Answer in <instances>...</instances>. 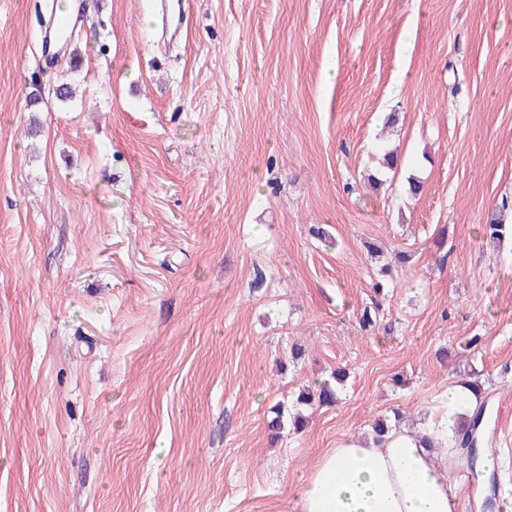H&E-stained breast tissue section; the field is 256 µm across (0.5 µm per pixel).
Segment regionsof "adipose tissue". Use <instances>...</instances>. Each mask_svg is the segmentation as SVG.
I'll list each match as a JSON object with an SVG mask.
<instances>
[{"mask_svg":"<svg viewBox=\"0 0 512 512\" xmlns=\"http://www.w3.org/2000/svg\"><path fill=\"white\" fill-rule=\"evenodd\" d=\"M477 397L470 382L450 386L425 427L391 429L326 449L295 482L298 512H458L450 439Z\"/></svg>","mask_w":512,"mask_h":512,"instance_id":"1","label":"adipose tissue"}]
</instances>
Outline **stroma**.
Returning <instances> with one entry per match:
<instances>
[{"mask_svg":"<svg viewBox=\"0 0 512 512\" xmlns=\"http://www.w3.org/2000/svg\"><path fill=\"white\" fill-rule=\"evenodd\" d=\"M82 3L47 61L45 0H0V512H297L320 453L466 376L512 485V241L481 230L512 200V0H186L165 31ZM370 242L411 259L368 334ZM346 376V372L342 370H336L333 379L335 384H341ZM329 381H324L321 384L312 387L306 385L301 387L296 397V405L310 406L314 402L321 406H331L337 400L336 385Z\"/></svg>","mask_w":512,"mask_h":512,"instance_id":"obj_1","label":"stroma"}]
</instances>
